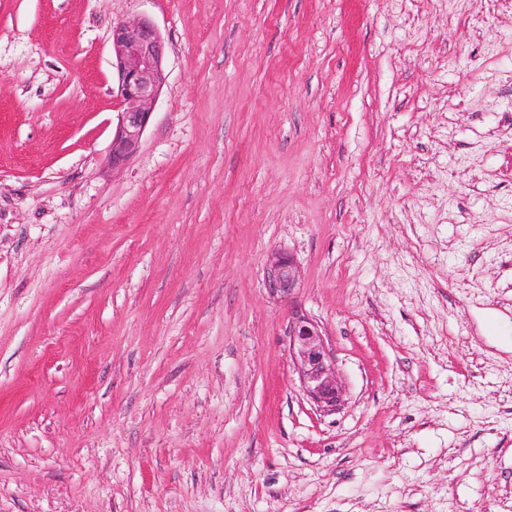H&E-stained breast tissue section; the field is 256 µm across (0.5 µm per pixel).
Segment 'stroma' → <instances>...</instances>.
Instances as JSON below:
<instances>
[{"mask_svg":"<svg viewBox=\"0 0 512 512\" xmlns=\"http://www.w3.org/2000/svg\"><path fill=\"white\" fill-rule=\"evenodd\" d=\"M0 512H512V0H0ZM111 52L121 110L112 133L110 157L113 168H120L137 153L166 83L165 45L154 23L139 18L112 25ZM266 285L272 292L289 294L296 285V267L290 255L276 256L266 271ZM289 353L301 369V382L307 394L321 407L336 409L341 388L330 351L318 326L299 316L290 325Z\"/></svg>","mask_w":512,"mask_h":512,"instance_id":"35a3bbf8","label":"stroma"}]
</instances>
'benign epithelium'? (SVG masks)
Here are the masks:
<instances>
[{
    "instance_id": "1",
    "label": "benign epithelium",
    "mask_w": 512,
    "mask_h": 512,
    "mask_svg": "<svg viewBox=\"0 0 512 512\" xmlns=\"http://www.w3.org/2000/svg\"><path fill=\"white\" fill-rule=\"evenodd\" d=\"M112 69L118 77L120 111L112 133V168L126 165L137 153L155 104L166 83L165 45L154 23L145 18L119 21L112 25ZM266 285L272 292L288 294L296 285V267L291 256H276L266 271ZM289 353L301 369L307 394L320 406L334 409L341 400V388L330 351L318 326L299 316L290 325Z\"/></svg>"
}]
</instances>
